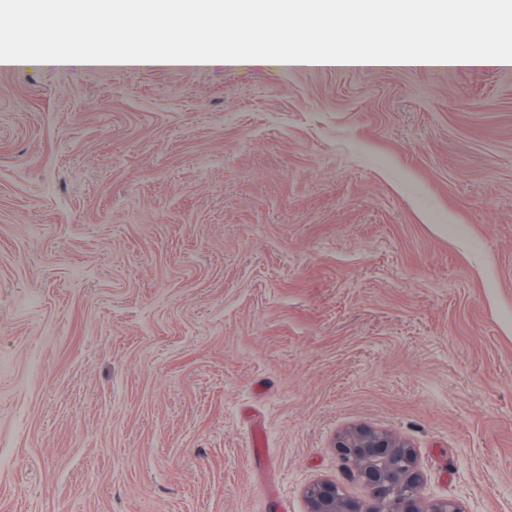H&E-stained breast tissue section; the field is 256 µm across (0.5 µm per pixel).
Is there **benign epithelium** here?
Here are the masks:
<instances>
[{
	"mask_svg": "<svg viewBox=\"0 0 512 512\" xmlns=\"http://www.w3.org/2000/svg\"><path fill=\"white\" fill-rule=\"evenodd\" d=\"M335 451L347 481L361 494H348L334 480H319L306 490L309 512H463L453 499H427L417 450L405 439L357 425L337 438Z\"/></svg>",
	"mask_w": 512,
	"mask_h": 512,
	"instance_id": "obj_1",
	"label": "benign epithelium"
}]
</instances>
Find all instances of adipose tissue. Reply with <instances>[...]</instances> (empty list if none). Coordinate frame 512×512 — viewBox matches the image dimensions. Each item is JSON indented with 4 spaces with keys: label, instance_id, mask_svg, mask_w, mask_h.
<instances>
[{
    "label": "adipose tissue",
    "instance_id": "adipose-tissue-1",
    "mask_svg": "<svg viewBox=\"0 0 512 512\" xmlns=\"http://www.w3.org/2000/svg\"><path fill=\"white\" fill-rule=\"evenodd\" d=\"M468 37L459 38L454 47L444 52L431 53L422 51L419 53L409 49L388 51L382 48L370 52L357 51L354 53L340 52L328 55L311 50L303 54L276 52L269 57L272 64L279 66L300 67H336V68H384L414 65L419 67H454L473 65L479 63L481 58L487 57L497 60L500 65L512 64V58L500 55L496 49H488L485 56L479 57L470 53L467 49Z\"/></svg>",
    "mask_w": 512,
    "mask_h": 512
}]
</instances>
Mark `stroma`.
I'll use <instances>...</instances> for the list:
<instances>
[{"instance_id": "obj_1", "label": "stroma", "mask_w": 512, "mask_h": 512, "mask_svg": "<svg viewBox=\"0 0 512 512\" xmlns=\"http://www.w3.org/2000/svg\"><path fill=\"white\" fill-rule=\"evenodd\" d=\"M361 423L512 512V66H0V512H307Z\"/></svg>"}]
</instances>
